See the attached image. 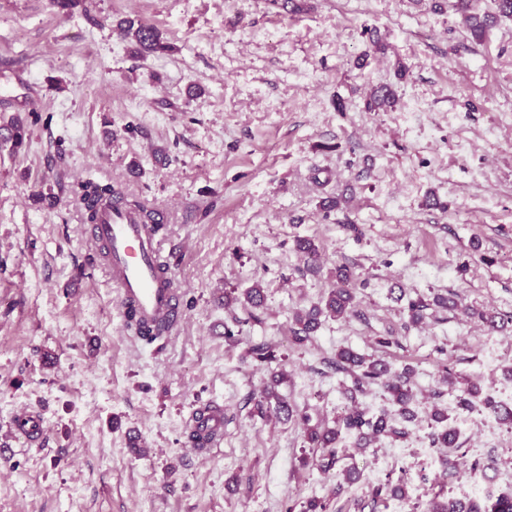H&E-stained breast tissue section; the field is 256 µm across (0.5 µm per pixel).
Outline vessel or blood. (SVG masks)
<instances>
[{"mask_svg":"<svg viewBox=\"0 0 512 512\" xmlns=\"http://www.w3.org/2000/svg\"><path fill=\"white\" fill-rule=\"evenodd\" d=\"M158 231V225L135 223L131 215L113 212L108 206L101 209L98 223L89 228L94 255L111 276L122 307H134L145 322L162 320L175 326L183 320L184 313L176 289L163 284L157 276ZM189 426L209 434V444L214 447L224 434V415L216 410L201 419L193 416ZM13 428L30 444L45 433L37 415L18 417Z\"/></svg>","mask_w":512,"mask_h":512,"instance_id":"vessel-or-blood-1","label":"vessel or blood"}]
</instances>
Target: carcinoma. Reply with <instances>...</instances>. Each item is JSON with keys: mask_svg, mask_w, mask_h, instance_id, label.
<instances>
[{"mask_svg": "<svg viewBox=\"0 0 512 512\" xmlns=\"http://www.w3.org/2000/svg\"><path fill=\"white\" fill-rule=\"evenodd\" d=\"M457 10L465 16L472 35L481 39L486 32L488 22L493 14L481 11L479 0H456ZM117 30L132 45L135 53L146 54L164 53L172 50V46L165 40L163 33L157 28L132 18H125L117 23ZM395 92L392 87L383 85L377 87L369 97L367 110L379 111L394 106ZM25 129L20 120H14L8 127V135L3 140L12 142V150H17L24 141ZM85 203V222L95 224L99 218L98 204L103 200L112 202V208L135 215L143 224L157 223L156 213L149 209V204L141 200H130L121 191L112 185L86 181L83 184ZM295 249L306 262H315L318 258V248L309 239L296 240ZM333 278L335 284L322 300V305L314 306L307 311L295 313L294 326L291 329L293 342L303 345L317 332L321 325V317L336 319L350 317L356 314L358 300L356 295L358 274L349 266L336 267ZM265 294L263 288L256 285L244 292L243 308L249 311V318L257 321L259 317L255 311L263 308ZM444 309H454L460 304L457 295H437L433 302H427L419 296L408 302L409 323L417 325L426 317V310L430 305ZM478 318L488 330L498 332L507 325H512V314H502L496 311L479 312ZM127 324L133 328L138 338L149 343L162 339V336L145 326L133 309L126 311ZM246 356L255 361L270 363L275 360L271 346L260 343L250 346ZM336 371L345 374L350 384L344 387L343 395L350 401V406L342 415L336 418V427L325 428L319 423H312V418L306 413L300 414V421L304 426V433L309 447L320 452V469L327 473L332 470L343 456V449L339 443L344 433L357 437L358 447L365 449L369 445L380 442L385 438H403L408 435L407 424L416 420L417 415L413 409V374L411 366L405 365L401 370L382 358H366L351 349H341L336 353L334 362ZM283 375H273L271 381L261 388L256 396L251 398L252 415L267 418L275 415H292L288 402L278 393L277 386L281 383ZM379 385L389 395L391 403L396 407V413L390 415L383 413L373 416L358 402V396L366 393L367 389ZM480 387L473 381L466 379L457 389L456 408L469 412L473 409V398L479 396ZM484 405L497 415L499 421L512 427V406L503 405L493 398L484 399ZM433 431L430 433L432 447L446 449L444 464L448 468L455 466L452 454L460 451L458 431L448 426L447 410L433 407L429 415ZM368 497L372 503L373 512L378 508L387 506L390 498L404 500L407 492L404 484L396 485L391 482L375 485L368 490ZM422 512H512V497H484L472 498L466 501L447 497L438 491L429 496L424 503Z\"/></svg>", "mask_w": 512, "mask_h": 512, "instance_id": "cac0c4a2", "label": "carcinoma"}]
</instances>
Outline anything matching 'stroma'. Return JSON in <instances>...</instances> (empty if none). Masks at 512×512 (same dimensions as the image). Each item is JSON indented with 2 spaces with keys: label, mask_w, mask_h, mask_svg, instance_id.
Listing matches in <instances>:
<instances>
[{
  "label": "stroma",
  "mask_w": 512,
  "mask_h": 512,
  "mask_svg": "<svg viewBox=\"0 0 512 512\" xmlns=\"http://www.w3.org/2000/svg\"><path fill=\"white\" fill-rule=\"evenodd\" d=\"M442 2L308 0L292 14L278 0H86L65 14L0 0V127H26L18 153L0 146V512H288L312 498L360 512L367 487L401 476L408 498L387 512H413L432 485L479 497L430 445V394L447 358L512 405V331L440 308L412 326L407 302L453 292L512 313V17L477 41ZM127 17L172 52L134 55L116 29ZM380 85L398 102L367 111ZM90 179L169 212L159 239L187 315L163 344L127 330L94 262L77 196ZM342 264L363 280L360 316L292 345L293 313ZM256 283L257 320L225 307ZM257 343L274 362L244 360ZM343 348L412 365L417 420L364 453L346 436L338 467L361 480L337 497L301 422L251 417L248 399L281 371L280 395L333 424L345 376L327 363ZM206 403L224 410V442L201 455L185 431ZM437 404L467 460L512 472V428L481 405L458 414L451 393ZM22 410L42 417L40 444L12 430Z\"/></svg>",
  "instance_id": "obj_1"
}]
</instances>
